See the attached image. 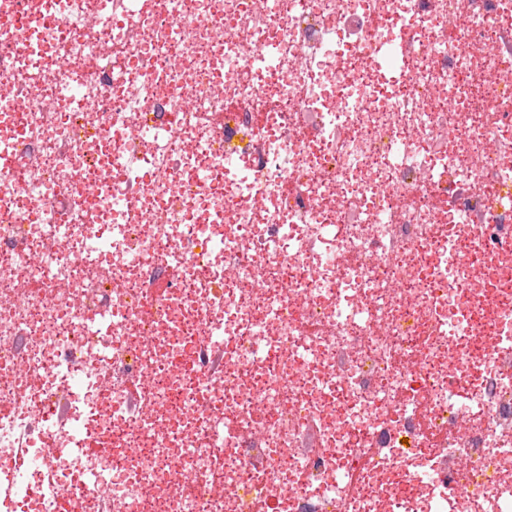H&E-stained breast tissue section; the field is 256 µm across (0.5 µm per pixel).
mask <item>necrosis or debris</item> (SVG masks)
I'll return each mask as SVG.
<instances>
[{
  "label": "necrosis or debris",
  "mask_w": 512,
  "mask_h": 512,
  "mask_svg": "<svg viewBox=\"0 0 512 512\" xmlns=\"http://www.w3.org/2000/svg\"><path fill=\"white\" fill-rule=\"evenodd\" d=\"M0 144V512H512V0H0Z\"/></svg>",
  "instance_id": "obj_1"
}]
</instances>
